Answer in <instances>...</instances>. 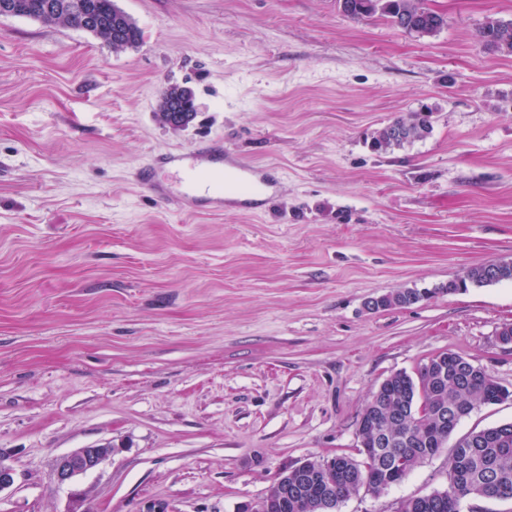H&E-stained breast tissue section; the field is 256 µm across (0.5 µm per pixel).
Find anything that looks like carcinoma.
Masks as SVG:
<instances>
[{
  "instance_id": "cac0c4a2",
  "label": "carcinoma",
  "mask_w": 512,
  "mask_h": 512,
  "mask_svg": "<svg viewBox=\"0 0 512 512\" xmlns=\"http://www.w3.org/2000/svg\"><path fill=\"white\" fill-rule=\"evenodd\" d=\"M18 4L15 17H26L43 23H59L81 29L104 38L115 50L135 46L141 32L113 0H13ZM342 12L353 19L370 18L379 14L397 29L433 35L445 24V18L426 8L423 0H338ZM479 39L492 51L512 53V23L489 19L479 30ZM163 121L191 122L194 116L188 99L176 95L170 86L159 105ZM431 110L422 108L407 117L397 118L382 128L371 144L374 151L399 147L406 142L426 138L432 131ZM462 282L450 280L439 291L456 293L470 286L482 287L512 282V261H504L497 272L490 273L485 265H475L465 272ZM441 357L461 365L464 375L448 378L438 386L434 375L422 364L416 376L397 372L386 378L383 389L377 391L363 413L370 415L357 434L372 443L385 430L396 448L415 442L418 448H443L456 424L440 417L443 408L475 407L502 401L500 386L484 369L465 358L444 352ZM339 460L352 464L351 476L342 479L321 469L303 481L297 491L287 497L280 495L279 486L289 472H283L270 488L265 500L268 512H317L321 497L333 494V503L341 504L356 490L357 484H374L387 479L382 471L386 458L375 454L362 455L358 461L339 455ZM449 486L432 497H415L401 503L398 512H462L461 504L471 493L492 497L499 487L512 489V422L498 427L472 431L459 439L448 459Z\"/></svg>"
}]
</instances>
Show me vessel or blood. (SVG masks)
<instances>
[{"label":"vessel or blood","instance_id":"1","mask_svg":"<svg viewBox=\"0 0 512 512\" xmlns=\"http://www.w3.org/2000/svg\"><path fill=\"white\" fill-rule=\"evenodd\" d=\"M166 166L183 176L182 190H173L156 177L157 166ZM138 184L159 201L182 210L223 211L233 206L258 212L278 191V182L269 167L246 161L234 150L217 146L188 154H170L157 165L143 167Z\"/></svg>","mask_w":512,"mask_h":512}]
</instances>
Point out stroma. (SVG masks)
I'll use <instances>...</instances> for the list:
<instances>
[{
	"mask_svg": "<svg viewBox=\"0 0 512 512\" xmlns=\"http://www.w3.org/2000/svg\"><path fill=\"white\" fill-rule=\"evenodd\" d=\"M112 51L0 17V512H239L306 458L355 455L381 383L442 352L512 389V282L442 292L512 260V0H425L406 33L337 0H115ZM194 88L173 129L161 92ZM426 138L376 132L422 107ZM223 141L275 166L265 212H176L136 185L157 155ZM416 290L405 307L368 300ZM111 443L73 483L58 457ZM450 448L338 512L448 487ZM479 39L489 50L512 53V23L491 18L479 30Z\"/></svg>",
	"mask_w": 512,
	"mask_h": 512,
	"instance_id": "35a3bbf8",
	"label": "stroma"
}]
</instances>
